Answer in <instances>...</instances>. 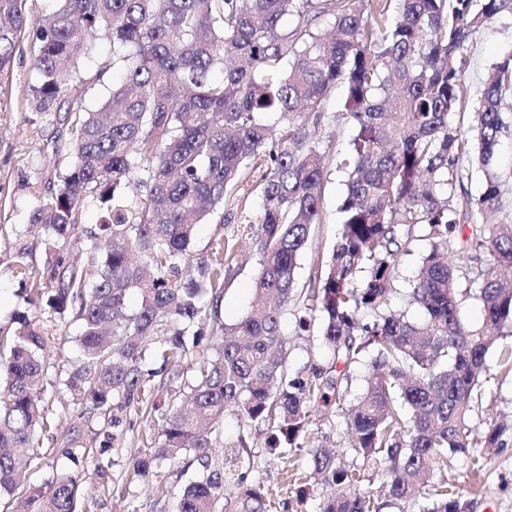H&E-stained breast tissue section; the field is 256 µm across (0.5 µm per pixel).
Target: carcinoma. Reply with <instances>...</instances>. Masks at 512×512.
Wrapping results in <instances>:
<instances>
[{
  "label": "carcinoma",
  "instance_id": "carcinoma-1",
  "mask_svg": "<svg viewBox=\"0 0 512 512\" xmlns=\"http://www.w3.org/2000/svg\"><path fill=\"white\" fill-rule=\"evenodd\" d=\"M37 19L26 0H0V79L18 45L35 48L34 112L82 118L72 160L30 224L61 239L93 201L103 211L84 252L50 271L49 306L75 309L77 360L66 387L86 425L131 409L152 416L155 389L182 388L142 439L130 469L186 453L202 467L176 512H269L258 484H247L240 453L211 467L210 450L231 410L247 427L272 429L267 453L302 447L313 418L342 406L351 390L345 368L368 359L369 376L343 413L349 447L385 476L380 503L360 492V471L333 447L312 449V472L326 494L320 512H473L448 459L474 447L471 404L488 382L487 356L512 334V224L498 220L503 184L492 168L512 136L501 105L512 96V54L493 69L473 127L483 190L453 200L471 143L449 122L462 99L458 64L476 33L512 0H56ZM330 28L322 27L327 17ZM112 57L94 82L125 71L96 111L82 96L60 98L64 77L100 36ZM341 86L355 128L340 234L323 271L296 308L298 331L320 321L330 366L307 376L288 368L282 322L294 295L298 260L320 223L324 142L309 127L328 125L324 101ZM134 186L129 203L115 198ZM250 187L258 207L239 205ZM212 217L242 224L258 255L256 301L235 322L221 315L224 284L238 270L227 240L198 257L190 246ZM470 228L469 235L464 229ZM420 229V256L408 298L416 322L395 305L397 258ZM471 283L484 322L459 317L457 282ZM138 308L129 313V293ZM209 348H200L203 337ZM44 333L28 320L0 337V495L9 512H77L72 473L20 489L19 467L40 459L36 429L50 425L42 405ZM75 463L109 479L112 462L83 453Z\"/></svg>",
  "mask_w": 512,
  "mask_h": 512
}]
</instances>
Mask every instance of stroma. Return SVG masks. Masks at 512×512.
<instances>
[{"mask_svg": "<svg viewBox=\"0 0 512 512\" xmlns=\"http://www.w3.org/2000/svg\"><path fill=\"white\" fill-rule=\"evenodd\" d=\"M33 46L24 43L17 51L12 74L0 86V336H10L22 318L36 321L45 329L54 354L51 380L43 397L46 413L53 419L50 429L38 432L36 448L42 456L39 470L27 471L31 483L52 481L57 475L76 472L84 495L93 499V512H175L177 500L187 484L181 461L162 462L156 472L136 481H129L127 471L140 456V436L148 428L145 418L130 413L123 416L120 426H112L105 417L84 429L76 443L84 450L90 442L107 444L106 458L112 462V482L101 490L95 471L76 470L71 460L61 452L64 436L78 421L68 402L70 395L63 380L65 369L77 358L75 339L80 323L73 309L55 311L46 305L27 303L25 283L17 274L18 260H25L30 277H46L47 269L57 257L85 250L90 245L89 232L102 221L98 205L84 206L79 215V227L68 238L47 240L29 222L31 210L45 201L58 182V161L68 156L71 148L70 121L55 112L38 113L31 109ZM512 54V11L506 10L491 20L469 42L463 53V86L465 103L449 121L461 133H468L473 114L477 111L486 80L496 63ZM112 55L109 40L97 41L92 54L80 61V73L66 85L65 94L82 92L88 108H96L102 89L89 85L97 64ZM342 91H335L326 102L334 119L320 137L331 144L328 173L321 199V221L313 225L310 244L299 260L296 270L295 305H302L318 267L331 252L340 232L342 215L339 211L346 192L342 166L349 159V143L354 134L352 123L343 114ZM235 240L238 247V270L224 286L222 315L225 321L237 320L254 300L258 255L248 235L237 224L207 223L200 225L191 245L192 251L205 254L216 243ZM284 330L288 336V364L292 371H310L328 364L329 355L323 346L319 329L298 333L293 315H286ZM512 421V375L492 380L479 403L471 412L474 437H481L490 425ZM267 429H244L240 418L232 413L224 417V432L215 442L213 462H223L229 447L246 438L249 453L243 464L250 478L259 480L270 504V512H318L322 486L314 480L310 468L309 445L327 441L335 445L345 465L363 468L365 479L362 492L378 495L382 483L380 473L364 468L363 459L349 448L347 433L338 413L316 418L303 438L301 447L292 449L291 459L270 458L264 449ZM481 461V474H473L472 464ZM458 485L474 503V512H512V434L503 438L498 448L476 445L469 453L451 461ZM169 488L166 499L156 500L153 488L157 480Z\"/></svg>", "mask_w": 512, "mask_h": 512, "instance_id": "obj_1", "label": "stroma"}]
</instances>
